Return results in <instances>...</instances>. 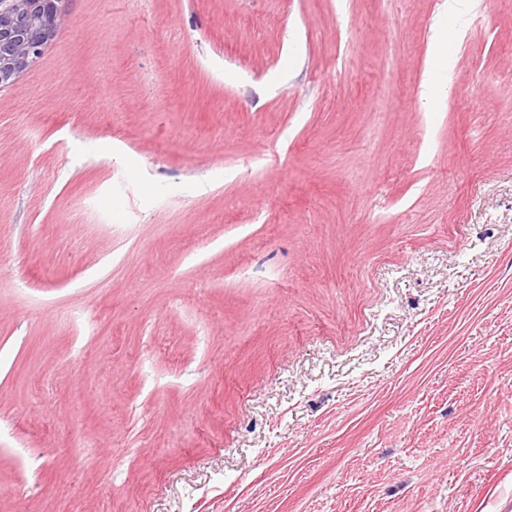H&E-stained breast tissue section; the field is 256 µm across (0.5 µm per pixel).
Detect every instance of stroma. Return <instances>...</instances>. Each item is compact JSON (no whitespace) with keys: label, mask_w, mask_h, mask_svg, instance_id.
I'll list each match as a JSON object with an SVG mask.
<instances>
[{"label":"stroma","mask_w":512,"mask_h":512,"mask_svg":"<svg viewBox=\"0 0 512 512\" xmlns=\"http://www.w3.org/2000/svg\"><path fill=\"white\" fill-rule=\"evenodd\" d=\"M441 2L64 0L0 88V512H512V0L448 62Z\"/></svg>","instance_id":"1"}]
</instances>
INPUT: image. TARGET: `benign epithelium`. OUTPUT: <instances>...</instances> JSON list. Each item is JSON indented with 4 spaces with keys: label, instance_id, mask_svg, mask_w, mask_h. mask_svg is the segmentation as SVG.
Wrapping results in <instances>:
<instances>
[{
    "label": "benign epithelium",
    "instance_id": "1",
    "mask_svg": "<svg viewBox=\"0 0 512 512\" xmlns=\"http://www.w3.org/2000/svg\"><path fill=\"white\" fill-rule=\"evenodd\" d=\"M62 0H0V87L43 52L62 20Z\"/></svg>",
    "mask_w": 512,
    "mask_h": 512
}]
</instances>
